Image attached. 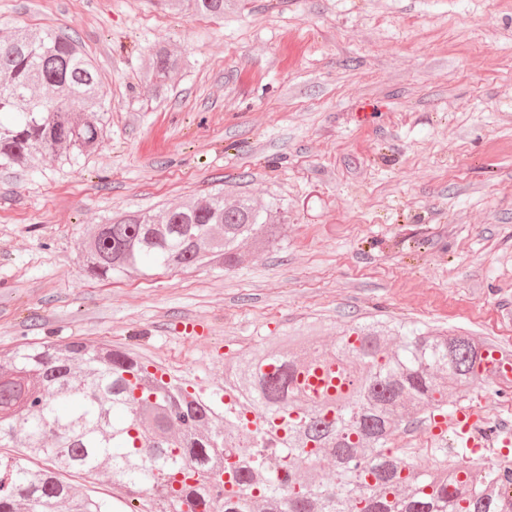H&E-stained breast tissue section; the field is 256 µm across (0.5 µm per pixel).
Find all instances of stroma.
<instances>
[{"label":"stroma","mask_w":512,"mask_h":512,"mask_svg":"<svg viewBox=\"0 0 512 512\" xmlns=\"http://www.w3.org/2000/svg\"><path fill=\"white\" fill-rule=\"evenodd\" d=\"M77 39L104 84L98 151L0 166V351L83 339L218 397L239 353L376 318L512 352V0H225L220 18L155 0H0V29ZM183 57L167 88L149 50ZM286 207L285 240L242 263L92 277L94 225L216 187ZM512 430V384L451 394ZM390 447L423 472L495 455ZM181 67L180 55L165 44L158 45L149 53L148 67L142 73L141 81L145 85L161 89L179 73Z\"/></svg>","instance_id":"stroma-1"}]
</instances>
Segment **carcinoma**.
<instances>
[{"label":"carcinoma","instance_id":"obj_1","mask_svg":"<svg viewBox=\"0 0 512 512\" xmlns=\"http://www.w3.org/2000/svg\"><path fill=\"white\" fill-rule=\"evenodd\" d=\"M177 10L224 14V0H163ZM167 45L149 53L142 82L161 89L181 70ZM105 92L79 43L61 33L14 28L0 42V164L41 151L67 161L100 145ZM248 195L219 189L158 214L99 224L85 267L98 278L152 268L241 263L286 236ZM288 351L245 352L227 369L219 406L129 351L75 340L27 344L0 358V512H111L79 491L71 473L103 466L147 512H512L500 486L512 472L444 464L424 475L388 447L401 418L442 412L448 395L483 380L486 343L441 331L405 332L385 322L349 327L329 348L312 335ZM177 428L171 442L167 434ZM235 457L233 464L225 455ZM37 458L49 462L33 468Z\"/></svg>","mask_w":512,"mask_h":512}]
</instances>
